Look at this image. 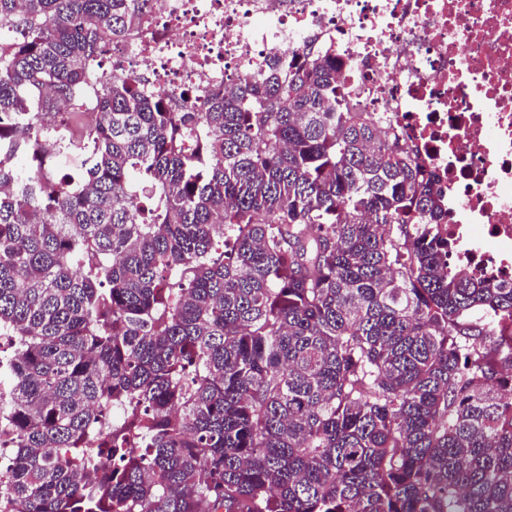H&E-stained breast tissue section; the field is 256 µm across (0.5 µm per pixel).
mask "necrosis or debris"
Segmentation results:
<instances>
[{"label": "necrosis or debris", "mask_w": 512, "mask_h": 512, "mask_svg": "<svg viewBox=\"0 0 512 512\" xmlns=\"http://www.w3.org/2000/svg\"><path fill=\"white\" fill-rule=\"evenodd\" d=\"M311 40L341 62L347 99L438 174L456 262L511 280L512 0H150L113 53L201 100Z\"/></svg>", "instance_id": "1"}]
</instances>
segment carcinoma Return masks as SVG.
<instances>
[{
    "label": "carcinoma",
    "instance_id": "1",
    "mask_svg": "<svg viewBox=\"0 0 512 512\" xmlns=\"http://www.w3.org/2000/svg\"><path fill=\"white\" fill-rule=\"evenodd\" d=\"M148 2L0 0V512H512V283L437 174L312 43L181 108L99 75Z\"/></svg>",
    "mask_w": 512,
    "mask_h": 512
}]
</instances>
